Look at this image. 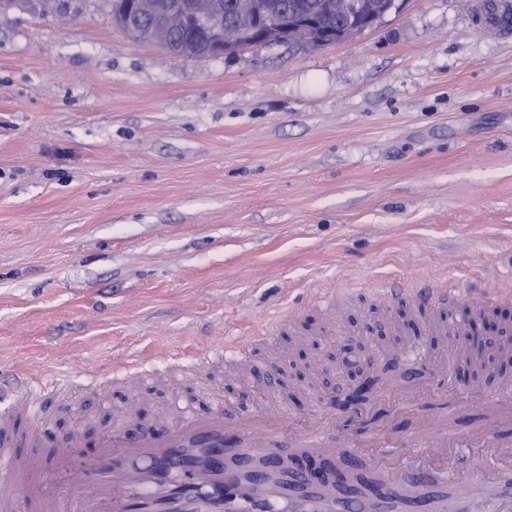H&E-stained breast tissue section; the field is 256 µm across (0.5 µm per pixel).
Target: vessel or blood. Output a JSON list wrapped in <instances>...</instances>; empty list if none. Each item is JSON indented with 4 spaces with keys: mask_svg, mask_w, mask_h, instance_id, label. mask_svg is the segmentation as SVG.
<instances>
[{
    "mask_svg": "<svg viewBox=\"0 0 512 512\" xmlns=\"http://www.w3.org/2000/svg\"><path fill=\"white\" fill-rule=\"evenodd\" d=\"M377 295L387 303L407 300L435 313L461 305L468 317L505 300L496 290L430 282L406 287L397 279L381 282ZM284 324L279 318L262 336L233 337L208 356V364L220 368L244 362L249 375L272 376L273 364L251 365V353L257 344L272 343L274 330ZM8 391L13 415L0 417V512H444V500L426 497L418 487L432 477L443 486H455L454 469L432 466L430 460L460 445L476 449L484 460L485 474L465 501L467 512H483L485 501L500 492L499 474L512 471V445L490 444L481 430L459 438L439 420L402 448L380 440L375 455L381 460L376 470L384 483L383 497L365 502L332 487L310 489L302 480L292 495L277 471L246 480L225 469L224 450L235 446L242 448L244 457L273 459L285 442L310 453L332 454L322 407L292 420L276 408L258 414L228 413L212 402L185 416L160 417L156 426L137 433L128 430L136 420L134 408L125 406L111 429L91 438L80 433L59 438L45 465L28 454L47 436L49 416L42 392L18 377ZM465 401L512 411V382L491 393L471 390ZM78 467L85 474L82 491L72 484Z\"/></svg>",
    "mask_w": 512,
    "mask_h": 512,
    "instance_id": "b4317fda",
    "label": "vessel or blood"
}]
</instances>
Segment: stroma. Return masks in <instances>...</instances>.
Listing matches in <instances>:
<instances>
[{"label":"stroma","instance_id":"stroma-1","mask_svg":"<svg viewBox=\"0 0 512 512\" xmlns=\"http://www.w3.org/2000/svg\"><path fill=\"white\" fill-rule=\"evenodd\" d=\"M396 0L373 28L330 46L254 45L182 60L117 26L110 0H0V378L69 365L50 430L110 423L130 392L129 354L203 352L276 312L274 350L301 391L225 376L228 406L318 398L331 440L398 441L417 418L359 420L323 378L329 320L316 288H351L340 339L378 384L429 377L460 342L427 311L375 302L380 280L512 284V30L502 0ZM143 424L196 400L163 365L139 380Z\"/></svg>","mask_w":512,"mask_h":512}]
</instances>
